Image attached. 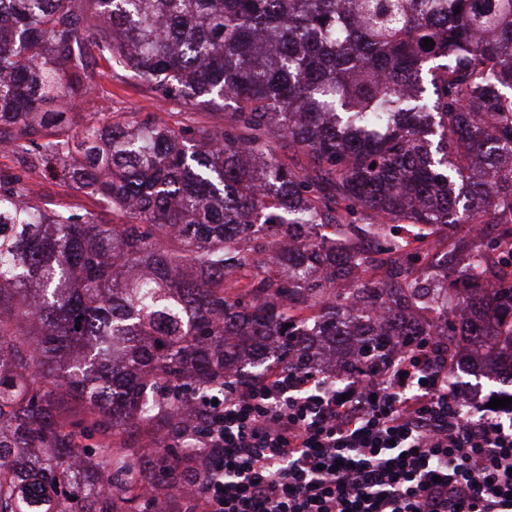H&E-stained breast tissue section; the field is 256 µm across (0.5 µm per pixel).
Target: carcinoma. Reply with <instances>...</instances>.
<instances>
[{
  "instance_id": "cac0c4a2",
  "label": "carcinoma",
  "mask_w": 512,
  "mask_h": 512,
  "mask_svg": "<svg viewBox=\"0 0 512 512\" xmlns=\"http://www.w3.org/2000/svg\"><path fill=\"white\" fill-rule=\"evenodd\" d=\"M94 57L215 112L73 129ZM3 141L94 208L0 169V512H127L126 437L319 343L469 336L512 397V0H0ZM29 182L42 203L63 202L78 208H93V200L73 185L61 184L57 180L37 175Z\"/></svg>"
}]
</instances>
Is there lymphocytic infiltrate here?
<instances>
[{"instance_id":"f902f5d3","label":"lymphocytic infiltrate","mask_w":512,"mask_h":512,"mask_svg":"<svg viewBox=\"0 0 512 512\" xmlns=\"http://www.w3.org/2000/svg\"><path fill=\"white\" fill-rule=\"evenodd\" d=\"M164 447L194 512H512V408L453 381L430 337L341 378L320 354L271 367Z\"/></svg>"}]
</instances>
